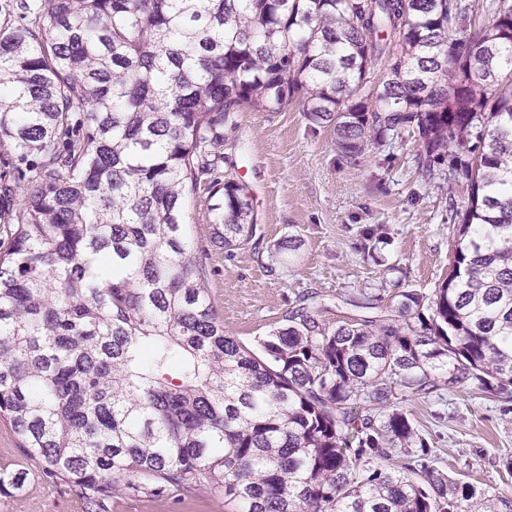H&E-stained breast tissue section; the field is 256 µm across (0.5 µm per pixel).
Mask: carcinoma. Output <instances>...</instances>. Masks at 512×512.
<instances>
[{
    "label": "carcinoma",
    "instance_id": "carcinoma-1",
    "mask_svg": "<svg viewBox=\"0 0 512 512\" xmlns=\"http://www.w3.org/2000/svg\"><path fill=\"white\" fill-rule=\"evenodd\" d=\"M0 0V418L107 512L114 484L209 485L234 512H512L438 472L400 396H512V4ZM299 103L347 157L418 134L466 185L448 278L337 326L302 294L250 346L224 332L185 199L215 243L254 230L224 179L236 114ZM369 251L387 245L365 229ZM491 0H460L458 3L464 7L459 17L458 28L472 32L482 26H489L494 19L493 11L487 8Z\"/></svg>",
    "mask_w": 512,
    "mask_h": 512
}]
</instances>
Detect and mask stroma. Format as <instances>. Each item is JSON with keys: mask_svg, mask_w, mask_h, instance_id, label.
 <instances>
[{"mask_svg": "<svg viewBox=\"0 0 512 512\" xmlns=\"http://www.w3.org/2000/svg\"><path fill=\"white\" fill-rule=\"evenodd\" d=\"M224 140L225 176L251 199L256 230L225 250L214 243L210 192L200 184L186 203V232L209 270L208 294L224 329L245 342L282 324L298 295L316 293L322 321L355 318L351 298L390 305L404 288L432 295L448 275L465 187L424 176L420 144L409 136L369 142L345 157L329 127L309 125L298 104L280 112L239 113ZM379 224L388 244L382 262L367 254L363 228ZM440 473L496 489L512 499V399L470 388L429 399L405 397ZM8 422L0 420V512H83L70 487L31 472ZM29 475L13 485L17 470ZM108 512H232L208 486L189 493L136 492L117 482Z\"/></svg>", "mask_w": 512, "mask_h": 512, "instance_id": "obj_1", "label": "stroma"}]
</instances>
